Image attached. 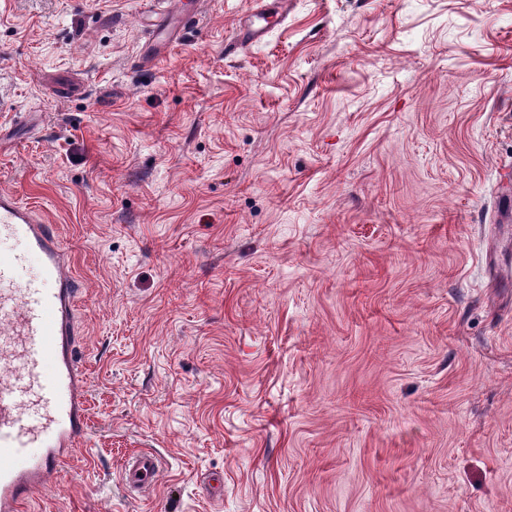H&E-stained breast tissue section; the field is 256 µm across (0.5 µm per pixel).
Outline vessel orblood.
Masks as SVG:
<instances>
[{
  "label": "vessel or blood",
  "mask_w": 512,
  "mask_h": 512,
  "mask_svg": "<svg viewBox=\"0 0 512 512\" xmlns=\"http://www.w3.org/2000/svg\"><path fill=\"white\" fill-rule=\"evenodd\" d=\"M288 17V0H249L236 32L238 45L263 42ZM19 249H12V242ZM40 270L30 273L29 255ZM77 283L51 225L14 195L0 193V512H20L33 494L56 483L63 456L88 434L87 377L77 360ZM53 373H45L46 363ZM161 460L141 451L127 459L125 483L155 487Z\"/></svg>",
  "instance_id": "vessel-or-blood-1"
}]
</instances>
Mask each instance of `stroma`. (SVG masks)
Wrapping results in <instances>:
<instances>
[{"mask_svg": "<svg viewBox=\"0 0 512 512\" xmlns=\"http://www.w3.org/2000/svg\"><path fill=\"white\" fill-rule=\"evenodd\" d=\"M289 2L236 52L247 0H0L90 424L21 512H512V0ZM189 17L181 14L178 20L168 21V18L159 20L158 29L156 32V39L164 47H170L176 44L179 40L181 27L189 21ZM160 472V458L151 451H140L125 462L123 479L129 487L143 492L155 487Z\"/></svg>", "mask_w": 512, "mask_h": 512, "instance_id": "obj_1", "label": "stroma"}]
</instances>
